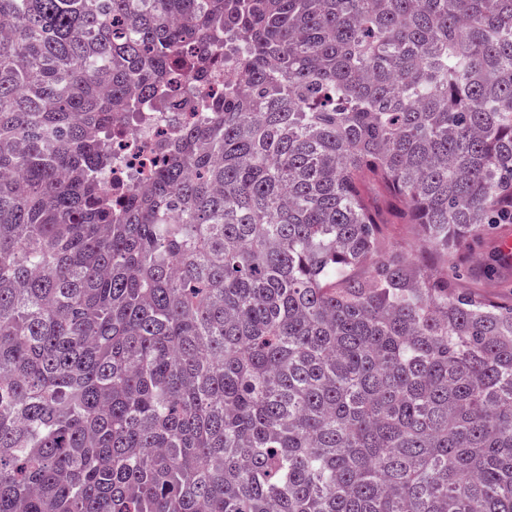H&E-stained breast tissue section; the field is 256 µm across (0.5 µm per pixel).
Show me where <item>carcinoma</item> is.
I'll use <instances>...</instances> for the list:
<instances>
[{"mask_svg": "<svg viewBox=\"0 0 512 512\" xmlns=\"http://www.w3.org/2000/svg\"><path fill=\"white\" fill-rule=\"evenodd\" d=\"M220 67L113 197L112 124ZM492 224L512 0H0V512H512ZM512 238V224H499L486 234L475 246L468 262L463 266L456 282L461 292L474 296L512 297V269L503 271L498 277H489L484 270L493 253H498V240L503 235Z\"/></svg>", "mask_w": 512, "mask_h": 512, "instance_id": "obj_1", "label": "carcinoma"}]
</instances>
